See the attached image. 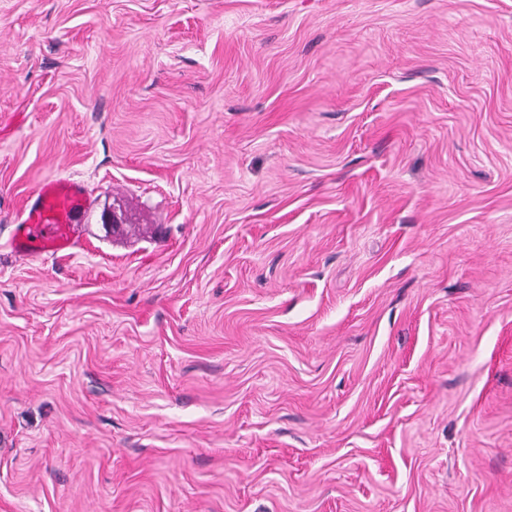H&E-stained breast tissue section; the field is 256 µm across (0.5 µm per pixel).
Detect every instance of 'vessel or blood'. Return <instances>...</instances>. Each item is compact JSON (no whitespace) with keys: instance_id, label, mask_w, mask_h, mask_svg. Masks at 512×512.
<instances>
[{"instance_id":"vessel-or-blood-1","label":"vessel or blood","mask_w":512,"mask_h":512,"mask_svg":"<svg viewBox=\"0 0 512 512\" xmlns=\"http://www.w3.org/2000/svg\"><path fill=\"white\" fill-rule=\"evenodd\" d=\"M85 198L75 185L50 181L41 185L37 200L12 238L23 256L55 255L75 242Z\"/></svg>"}]
</instances>
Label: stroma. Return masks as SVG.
Listing matches in <instances>:
<instances>
[{
	"label": "stroma",
	"instance_id": "35a3bbf8",
	"mask_svg": "<svg viewBox=\"0 0 512 512\" xmlns=\"http://www.w3.org/2000/svg\"><path fill=\"white\" fill-rule=\"evenodd\" d=\"M0 512H512V0H0ZM85 197L75 185L50 181L41 185L36 204L12 238L13 249L23 256L55 255L75 242Z\"/></svg>",
	"mask_w": 512,
	"mask_h": 512
}]
</instances>
